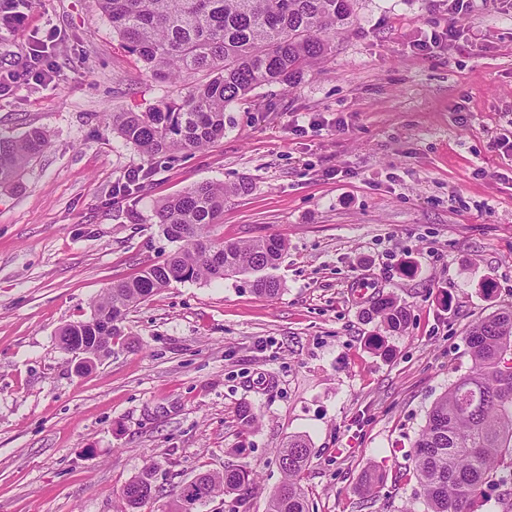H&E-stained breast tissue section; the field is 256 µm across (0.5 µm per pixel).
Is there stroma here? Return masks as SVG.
Listing matches in <instances>:
<instances>
[{
    "label": "stroma",
    "instance_id": "1",
    "mask_svg": "<svg viewBox=\"0 0 512 512\" xmlns=\"http://www.w3.org/2000/svg\"><path fill=\"white\" fill-rule=\"evenodd\" d=\"M356 23L292 86L231 103L207 148L147 160L105 118L171 95L127 52L94 0H14L0 75L54 34L55 81L0 98V133L49 145L0 187V512H118L152 467L140 512L225 467L257 489L200 512H267L291 436L311 449L310 512H424L411 446L432 403L472 367L480 319L512 309V0H473L456 42L414 49L443 0H354ZM130 169L138 189L116 193ZM248 180L216 236L288 248L271 274L174 282L129 310L87 373L56 335L112 282L177 245L156 202ZM406 307L403 331L364 311ZM251 409L254 425L241 421ZM384 474L364 495L367 469ZM152 467H147L145 473L126 484L121 491V499L125 506V512H135L148 502L156 494L152 481Z\"/></svg>",
    "mask_w": 512,
    "mask_h": 512
}]
</instances>
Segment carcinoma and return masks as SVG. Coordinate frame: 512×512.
Instances as JSON below:
<instances>
[{
    "mask_svg": "<svg viewBox=\"0 0 512 512\" xmlns=\"http://www.w3.org/2000/svg\"><path fill=\"white\" fill-rule=\"evenodd\" d=\"M127 51L151 77L172 82L180 75L206 78L175 98H164L145 112H112V132L147 158L202 150L224 137L225 108L257 88L291 85L306 68L332 53L334 38L355 23L353 0H95ZM48 145L45 132L0 136V185L15 181ZM252 185L205 182L160 201L155 218L167 237L181 246L141 275L112 283L92 304L112 313V328L62 327L67 336L120 335L119 323L142 300L173 281H220L274 268L287 248L276 235L226 243L213 229L224 212V196L247 194ZM253 291L275 298L281 283L258 275ZM365 314L396 331L407 321L404 306L389 296L371 301ZM472 358L459 377L431 406L412 445L426 512H474L483 487L502 488L505 512H512V309L494 312L466 336ZM285 476L269 496L268 512H308L300 475L310 448L291 436L277 451ZM153 467L121 491L125 512H135L156 494ZM255 487L251 473L224 469L203 473L175 493L170 512H199L226 494L244 496Z\"/></svg>",
    "mask_w": 512,
    "mask_h": 512,
    "instance_id": "1",
    "label": "carcinoma"
}]
</instances>
